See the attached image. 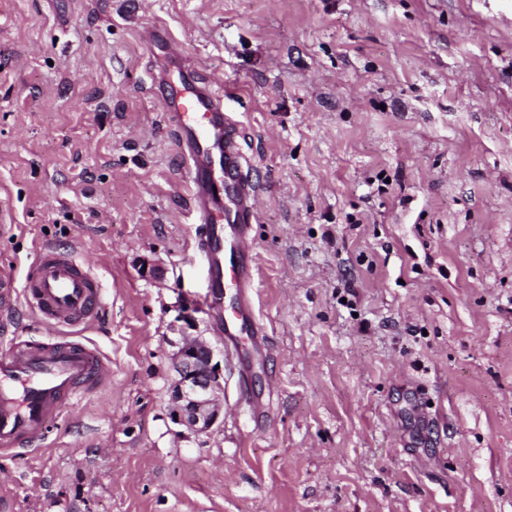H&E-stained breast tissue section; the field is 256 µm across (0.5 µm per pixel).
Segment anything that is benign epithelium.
Masks as SVG:
<instances>
[{
  "label": "benign epithelium",
  "instance_id": "1",
  "mask_svg": "<svg viewBox=\"0 0 512 512\" xmlns=\"http://www.w3.org/2000/svg\"><path fill=\"white\" fill-rule=\"evenodd\" d=\"M172 365V422L196 434L209 432L221 415L216 397L224 391V376L215 349L199 336H184L173 354Z\"/></svg>",
  "mask_w": 512,
  "mask_h": 512
}]
</instances>
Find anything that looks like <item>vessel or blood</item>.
<instances>
[{
  "instance_id": "vessel-or-blood-1",
  "label": "vessel or blood",
  "mask_w": 512,
  "mask_h": 512,
  "mask_svg": "<svg viewBox=\"0 0 512 512\" xmlns=\"http://www.w3.org/2000/svg\"><path fill=\"white\" fill-rule=\"evenodd\" d=\"M179 86L153 80L151 92L163 105L182 160V181L198 226L196 251L211 291L205 305L224 313L232 341L225 358L261 352L265 334L252 304L256 270L251 228L258 219L261 186L254 163L241 145L243 123L224 110L220 87L175 55ZM20 292L26 306L55 333L44 342L11 339L0 349V451L42 440L50 424L74 407L85 390L101 386L107 366L94 348L62 336L65 328L92 322L103 288L89 263L75 252L46 249L22 286L0 277V299ZM240 400L251 410L255 429L267 426L249 377Z\"/></svg>"
}]
</instances>
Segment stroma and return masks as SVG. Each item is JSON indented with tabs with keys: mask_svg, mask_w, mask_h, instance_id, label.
Listing matches in <instances>:
<instances>
[{
	"mask_svg": "<svg viewBox=\"0 0 512 512\" xmlns=\"http://www.w3.org/2000/svg\"><path fill=\"white\" fill-rule=\"evenodd\" d=\"M154 25L247 125L263 431L237 361L170 419L208 282ZM45 248L93 261L109 376L0 453V512H512V0H0V273ZM173 354L175 378L170 396L173 423L203 434L218 421L221 410L216 397L224 391V376L215 349L199 336H181ZM239 396L240 401L251 410V420L254 423V428L256 430L266 429L268 425L267 418L263 415L261 404L252 393L249 375L241 378Z\"/></svg>",
	"mask_w": 512,
	"mask_h": 512,
	"instance_id": "stroma-1",
	"label": "stroma"
}]
</instances>
